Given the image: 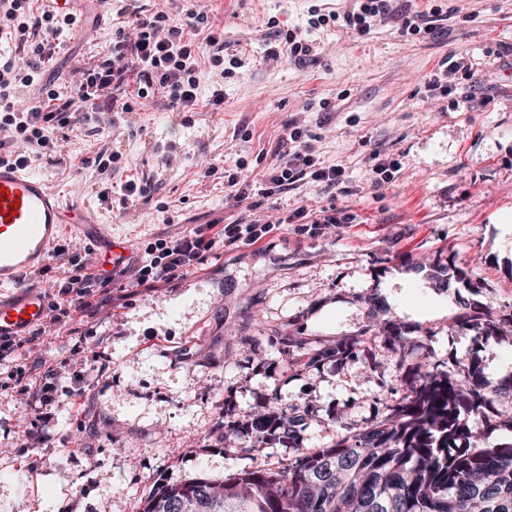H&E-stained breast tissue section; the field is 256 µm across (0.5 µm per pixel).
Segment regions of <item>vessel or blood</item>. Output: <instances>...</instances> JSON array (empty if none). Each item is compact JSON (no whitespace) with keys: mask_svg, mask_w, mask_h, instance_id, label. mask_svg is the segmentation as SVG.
Here are the masks:
<instances>
[{"mask_svg":"<svg viewBox=\"0 0 512 512\" xmlns=\"http://www.w3.org/2000/svg\"><path fill=\"white\" fill-rule=\"evenodd\" d=\"M93 222V213L62 205L24 165L0 161V285L17 283L24 272L41 267L66 231H80ZM47 313L41 293L19 291L10 301H0V336L22 335Z\"/></svg>","mask_w":512,"mask_h":512,"instance_id":"vessel-or-blood-1","label":"vessel or blood"}]
</instances>
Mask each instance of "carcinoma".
Wrapping results in <instances>:
<instances>
[{"instance_id": "1", "label": "carcinoma", "mask_w": 512, "mask_h": 512, "mask_svg": "<svg viewBox=\"0 0 512 512\" xmlns=\"http://www.w3.org/2000/svg\"><path fill=\"white\" fill-rule=\"evenodd\" d=\"M471 263H433L430 278L454 279L473 295L482 283ZM454 318L459 332L487 343L506 337L512 311L479 312L460 301ZM359 337L319 349L308 360L355 358ZM408 391L387 413L351 433L338 414L328 416L336 439L298 456L283 468L243 469L222 481L204 476L163 483L147 498L142 512H512V445L491 447L486 435L512 431V378L492 384L478 359L458 361L446 370L415 363L398 354ZM312 414L303 405L260 403L243 424L224 422V438L251 439L249 448H298Z\"/></svg>"}]
</instances>
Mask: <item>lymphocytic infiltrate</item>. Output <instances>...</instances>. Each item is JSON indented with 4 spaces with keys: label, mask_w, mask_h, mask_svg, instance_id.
<instances>
[{
    "label": "lymphocytic infiltrate",
    "mask_w": 512,
    "mask_h": 512,
    "mask_svg": "<svg viewBox=\"0 0 512 512\" xmlns=\"http://www.w3.org/2000/svg\"><path fill=\"white\" fill-rule=\"evenodd\" d=\"M32 0H0V37L19 33L18 49L24 54L53 56L59 46L63 26L71 25L72 17L42 10L40 19L28 22L27 12ZM394 14L392 0H352L343 14L329 12L318 15L315 23L324 26L343 19L358 35L370 33L372 26L385 22ZM163 13L152 17L134 16L128 29L118 30L112 44L111 58L89 69L77 70L69 92L55 89L43 93L34 105L16 100V90L34 84V67L16 65L14 60H0V130L11 132L21 145L15 151L17 160H25L29 146L45 148L51 141L46 130L71 123L73 114H82L84 121L103 124L113 112H127L132 98L145 99L163 91L170 106L181 110L198 104V57L200 47L195 37L201 25L207 24L205 10L187 11L181 23L168 26ZM283 161L267 180L255 185L253 191L239 189L235 177H228L229 196L243 202L249 194L268 198L305 180L325 189L344 183L345 171L336 166L319 165L311 135L300 127L283 139ZM274 222L238 216L225 224H209L182 230L176 234L147 243L138 266L132 270L136 286L158 283L188 273L202 264L207 252L239 242L253 244L271 233ZM54 260L61 262L62 275L55 283L54 299L49 305L48 321L53 325L66 323L72 307L93 308L97 295L106 282L97 270L93 250H75L73 245H56Z\"/></svg>",
    "instance_id": "f902f5d3"
}]
</instances>
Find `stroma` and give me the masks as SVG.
<instances>
[{"mask_svg":"<svg viewBox=\"0 0 512 512\" xmlns=\"http://www.w3.org/2000/svg\"><path fill=\"white\" fill-rule=\"evenodd\" d=\"M344 11L345 0H209L222 29L220 78L209 60L198 71L199 104L182 112L146 103L115 113L112 127L53 129L57 152L33 146L27 169L65 203L96 210L105 232L66 233L64 241L129 259L166 232L235 214L227 175L241 186L279 161V139L301 127L315 138L321 165L346 172L342 188L312 183L268 198L259 215L277 218L302 205L335 211L318 235L286 224L255 244L207 254L203 264L155 287L107 284L97 313L44 327L34 355L60 368L67 396L54 421L37 420L38 372L0 389V512H139L159 484L250 468L285 467L298 452L336 437L325 423L339 411L350 429L369 423L382 398L407 387L384 338L359 356L312 371L289 368L283 340L331 347L374 324L399 321L413 361L443 366L468 358L471 336L451 332L455 291L432 288L411 262L482 254L476 300L512 309V0H443L430 34L400 31V19L358 36L339 26L310 27L311 6ZM80 21L65 30L42 82L67 84L83 61L106 57L124 22L103 0H77ZM295 30L315 49L303 59H265L277 33ZM465 60L471 77L441 98L428 82L443 62ZM224 88L221 110L207 101ZM115 154L111 172L95 158ZM393 170L379 176V162ZM146 186L126 196L127 181ZM278 397L314 412L302 449L242 451L224 443L223 419L244 420Z\"/></svg>","mask_w":512,"mask_h":512,"instance_id":"35a3bbf8","label":"stroma"}]
</instances>
